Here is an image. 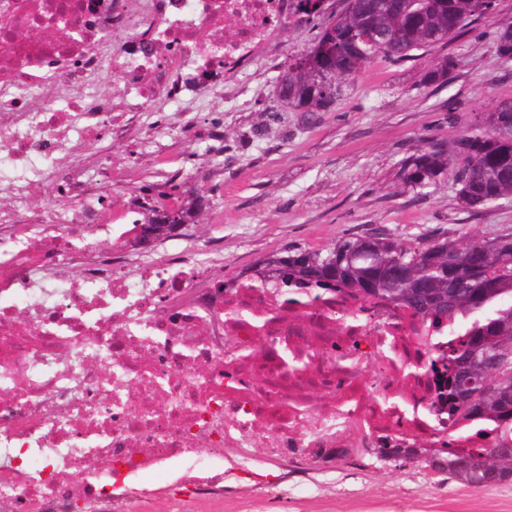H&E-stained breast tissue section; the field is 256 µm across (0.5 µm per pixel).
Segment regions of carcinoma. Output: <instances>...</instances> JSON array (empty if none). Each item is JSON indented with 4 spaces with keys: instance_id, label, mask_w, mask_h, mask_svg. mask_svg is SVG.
Instances as JSON below:
<instances>
[{
    "instance_id": "cac0c4a2",
    "label": "carcinoma",
    "mask_w": 512,
    "mask_h": 512,
    "mask_svg": "<svg viewBox=\"0 0 512 512\" xmlns=\"http://www.w3.org/2000/svg\"><path fill=\"white\" fill-rule=\"evenodd\" d=\"M339 14L321 24L300 53L319 79L288 84V107L329 112L350 80L378 57L401 60L436 49L467 22L487 15L484 0H341ZM459 130L402 164L404 180L422 187L446 177L466 208L512 195V100L473 117L448 107ZM251 281L278 286L288 267L290 288H331L411 308L438 324L468 320L464 340L448 353V417L497 430L487 448L434 450L431 465L463 484L482 488L512 482V232L486 240L434 237L405 244L385 233L345 237L321 249L290 247L271 253Z\"/></svg>"
}]
</instances>
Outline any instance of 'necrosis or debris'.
<instances>
[{
	"label": "necrosis or debris",
	"instance_id": "1",
	"mask_svg": "<svg viewBox=\"0 0 512 512\" xmlns=\"http://www.w3.org/2000/svg\"><path fill=\"white\" fill-rule=\"evenodd\" d=\"M301 17L297 0H0V498L17 512H131L156 471L174 505L219 494L228 448L482 444L436 410L447 325L344 292L218 288L215 245L128 249L90 203L105 138L234 96Z\"/></svg>",
	"mask_w": 512,
	"mask_h": 512
}]
</instances>
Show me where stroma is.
Listing matches in <instances>:
<instances>
[{
  "instance_id": "obj_1",
  "label": "stroma",
  "mask_w": 512,
  "mask_h": 512,
  "mask_svg": "<svg viewBox=\"0 0 512 512\" xmlns=\"http://www.w3.org/2000/svg\"><path fill=\"white\" fill-rule=\"evenodd\" d=\"M512 26V0H496L437 52L392 62L375 59L353 77L329 112L280 109L277 72L245 90L243 105L215 96L193 125L144 120L152 137L109 140L101 156L113 173H132L113 188L114 215L141 218L144 205L202 197L189 226L199 239L224 244V276L290 247L325 248L341 238L384 232L404 243L512 232V198L476 211L463 207L451 180L413 188L402 163L430 141H452L448 108L471 114L512 99V59L498 55L494 31ZM450 57L447 81L425 80L434 56ZM187 512H512V482L475 489L421 460L403 466L372 455L333 464L268 456L264 448L224 451V497L191 501Z\"/></svg>"
}]
</instances>
